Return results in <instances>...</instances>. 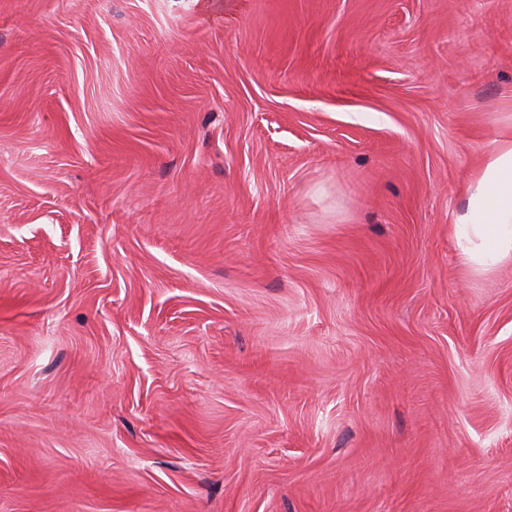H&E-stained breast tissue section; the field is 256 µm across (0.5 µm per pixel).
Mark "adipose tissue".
<instances>
[{
	"label": "adipose tissue",
	"mask_w": 512,
	"mask_h": 512,
	"mask_svg": "<svg viewBox=\"0 0 512 512\" xmlns=\"http://www.w3.org/2000/svg\"><path fill=\"white\" fill-rule=\"evenodd\" d=\"M453 224L456 248L473 271L512 260V136L495 141L470 176Z\"/></svg>",
	"instance_id": "adipose-tissue-1"
}]
</instances>
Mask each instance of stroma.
<instances>
[{
	"mask_svg": "<svg viewBox=\"0 0 512 512\" xmlns=\"http://www.w3.org/2000/svg\"><path fill=\"white\" fill-rule=\"evenodd\" d=\"M512 0H0V512H512ZM454 216L456 248L475 272L512 260V136L496 140L468 179Z\"/></svg>",
	"mask_w": 512,
	"mask_h": 512,
	"instance_id": "obj_1",
	"label": "stroma"
}]
</instances>
